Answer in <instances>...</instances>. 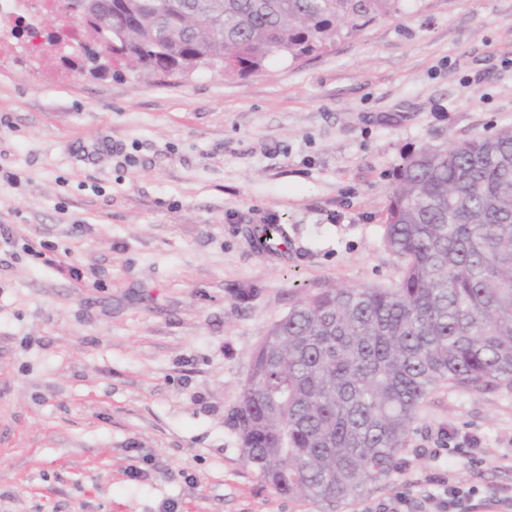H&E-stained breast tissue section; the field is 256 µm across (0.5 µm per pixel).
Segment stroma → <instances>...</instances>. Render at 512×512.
Listing matches in <instances>:
<instances>
[{
	"label": "stroma",
	"mask_w": 512,
	"mask_h": 512,
	"mask_svg": "<svg viewBox=\"0 0 512 512\" xmlns=\"http://www.w3.org/2000/svg\"><path fill=\"white\" fill-rule=\"evenodd\" d=\"M510 126L512 0H405L242 77L0 57V512H447L450 484L512 512V385L437 388L399 467L335 509L258 478L230 421L298 301L398 281L402 156ZM254 236L264 253H278L288 246V235L284 224L271 221L254 228Z\"/></svg>",
	"instance_id": "35a3bbf8"
}]
</instances>
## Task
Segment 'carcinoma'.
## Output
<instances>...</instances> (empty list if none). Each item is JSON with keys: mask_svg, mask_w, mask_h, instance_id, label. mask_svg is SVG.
Wrapping results in <instances>:
<instances>
[{"mask_svg": "<svg viewBox=\"0 0 512 512\" xmlns=\"http://www.w3.org/2000/svg\"><path fill=\"white\" fill-rule=\"evenodd\" d=\"M404 0H91L86 58L112 13L121 68L177 60L244 76L319 55ZM264 253L285 226L254 228ZM384 242L389 287L331 288L292 307L258 346L233 409L242 455L281 495L337 506L387 479L428 395L512 383V127L402 158Z\"/></svg>", "mask_w": 512, "mask_h": 512, "instance_id": "carcinoma-1", "label": "carcinoma"}]
</instances>
